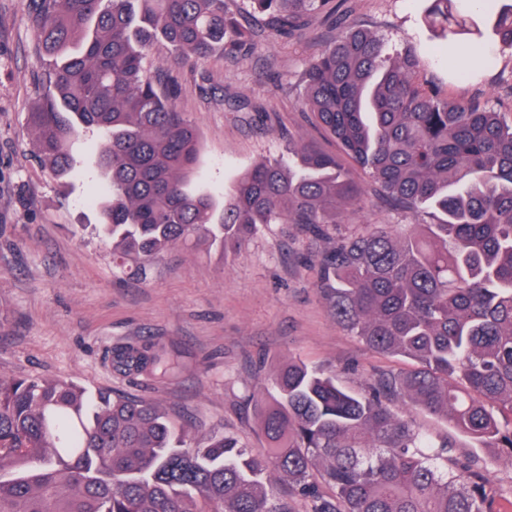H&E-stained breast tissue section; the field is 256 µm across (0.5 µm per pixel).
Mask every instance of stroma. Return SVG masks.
<instances>
[{"mask_svg": "<svg viewBox=\"0 0 512 512\" xmlns=\"http://www.w3.org/2000/svg\"><path fill=\"white\" fill-rule=\"evenodd\" d=\"M426 8V0H336L335 16L314 21L303 36L233 59L217 51L180 64L157 42L145 66L164 87L178 89L177 106L201 137L197 179L220 198L255 163L287 157L289 144L313 142L338 153L297 101L309 64L352 23L383 35L388 53L414 52L449 98H489L511 123L504 104L512 97V50L485 33V64L458 74L425 22ZM35 41L30 0H0V373L147 398L185 419L224 427L259 451L254 402L283 362L335 372L355 391L375 372L406 369L336 323L315 287L317 246L291 226L267 225L228 253L177 247L143 277L115 270L111 248L90 231L99 220L91 202L99 180L77 173L59 180L36 156L28 114L45 88L46 63ZM231 96L251 101L254 111H229L224 100ZM354 176L366 189L364 202L333 232L396 223L369 177L359 170ZM138 337L179 356L172 381L147 385L113 373V343ZM456 453L494 485L498 512H512V456L461 434Z\"/></svg>", "mask_w": 512, "mask_h": 512, "instance_id": "obj_1", "label": "stroma"}]
</instances>
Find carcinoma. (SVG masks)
<instances>
[{"mask_svg": "<svg viewBox=\"0 0 512 512\" xmlns=\"http://www.w3.org/2000/svg\"><path fill=\"white\" fill-rule=\"evenodd\" d=\"M233 0H33L48 58L28 113L37 156L58 177L82 129L102 134L92 164L107 183L95 225L119 271L192 244L234 250L268 224L315 241L363 202L334 154L306 143L293 160L245 170L219 200L195 182L200 137L176 92L148 75L157 41L180 60L257 47ZM427 19L460 59L483 55L479 23L455 0ZM493 35L512 49V0ZM269 36H301L334 0H247ZM299 109L333 137L403 224H367L314 255L338 325L413 370L354 392L333 373L290 362L255 404L262 452L219 427L197 438L155 402L67 380L0 374V512H495L496 490L391 403L445 419L512 456V124L489 101L448 99L407 53L352 27L304 77ZM177 356L150 340L112 345V372L149 384ZM276 475L288 491L265 488Z\"/></svg>", "mask_w": 512, "mask_h": 512, "instance_id": "carcinoma-1", "label": "carcinoma"}]
</instances>
